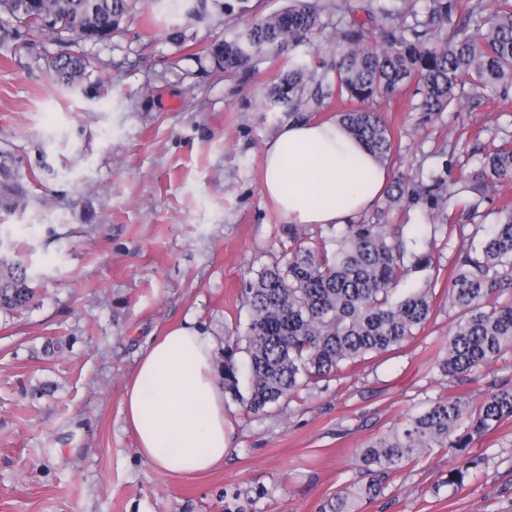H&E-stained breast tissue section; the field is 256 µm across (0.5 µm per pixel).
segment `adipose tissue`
Segmentation results:
<instances>
[{
	"label": "adipose tissue",
	"mask_w": 512,
	"mask_h": 512,
	"mask_svg": "<svg viewBox=\"0 0 512 512\" xmlns=\"http://www.w3.org/2000/svg\"><path fill=\"white\" fill-rule=\"evenodd\" d=\"M262 194L292 224H348L385 194L393 173L335 121L288 123L268 144ZM215 342L191 323L157 337L138 361L122 412L140 456L166 472L224 462L228 437Z\"/></svg>",
	"instance_id": "1"
}]
</instances>
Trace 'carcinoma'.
I'll use <instances>...</instances> for the list:
<instances>
[{
	"label": "carcinoma",
	"instance_id": "1",
	"mask_svg": "<svg viewBox=\"0 0 512 512\" xmlns=\"http://www.w3.org/2000/svg\"><path fill=\"white\" fill-rule=\"evenodd\" d=\"M230 12H250V0H195ZM387 9L374 0L353 7L340 34L343 47L336 61L321 65L322 74L288 60L268 95L270 105L299 112L305 105L304 79L320 78L325 95L347 98L357 106L339 113L340 121L382 163L394 154V135L383 115L360 107L370 99L392 100L409 87L418 96L416 109L442 112L477 89L512 87V0H477L462 20L454 19L459 0H429L425 11L414 0ZM130 11V0H0V40L34 34L60 42L106 43ZM365 12L366 19L356 14ZM320 9L311 0H293L280 12L261 17L230 39H217L205 49L213 68L232 72L266 54L285 57L321 33ZM92 65L85 54L52 58L48 70L60 85L74 88ZM483 188L512 181V141L487 150L471 175ZM450 181L442 174L394 173L382 205L351 224H339L327 248L300 224H284L288 249L264 265L246 288L250 321L239 337L224 345V395L246 411L266 415L311 383L325 381L368 356L402 348L424 327L437 294L429 285L399 301L393 291L412 272L433 266L432 252L410 251L403 225L389 221L391 210L404 203L438 221L434 230L453 223L449 212ZM505 219L485 228L474 225L477 243L461 251L449 275L448 301L458 317L448 331L446 355L437 367L445 377L461 380L480 373L506 347L512 348V301H491L512 292V209ZM31 275L20 263L0 260V309L19 311L34 299ZM248 354L247 394L240 391L241 367L236 355ZM512 418V387L503 385L472 406L466 393H448L430 401L389 432L370 441L359 454L368 481L336 494L329 512H358L357 502L374 499L407 467L433 448H467L474 437ZM478 462L466 459L448 474V484L461 486Z\"/></svg>",
	"mask_w": 512,
	"mask_h": 512
}]
</instances>
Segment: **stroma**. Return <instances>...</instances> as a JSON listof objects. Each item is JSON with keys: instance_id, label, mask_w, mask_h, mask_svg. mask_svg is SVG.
I'll use <instances>...</instances> for the list:
<instances>
[{"instance_id": "1", "label": "stroma", "mask_w": 512, "mask_h": 512, "mask_svg": "<svg viewBox=\"0 0 512 512\" xmlns=\"http://www.w3.org/2000/svg\"><path fill=\"white\" fill-rule=\"evenodd\" d=\"M323 2L322 34L293 52L313 69L337 48L334 0ZM290 3L250 0V14L198 21L185 0H132L111 41L83 45L94 65L71 91L46 68L65 45L0 41V155L25 201L0 206V256L24 261L36 290L27 310H0V512H321L367 482L361 448L427 400L458 387L476 405L512 385V349L464 383L440 374L457 317L443 303L398 353L309 385L270 415L228 401L220 467L173 474L139 455L121 404L150 340L188 320L219 345L245 331L244 288L282 249L284 219L260 189L264 149L289 120L266 99L282 62L224 73L202 51ZM174 26L185 45L168 40ZM411 99L370 104L402 171H449L483 223L500 222L512 182L481 194L465 180L479 167L474 141L512 136V92L488 89L430 116ZM391 221L435 240L433 267L396 296L430 281L447 292L471 226L437 235L428 215L402 207ZM465 457L479 467L450 485ZM359 512H512V418L470 448L431 449Z\"/></svg>"}]
</instances>
